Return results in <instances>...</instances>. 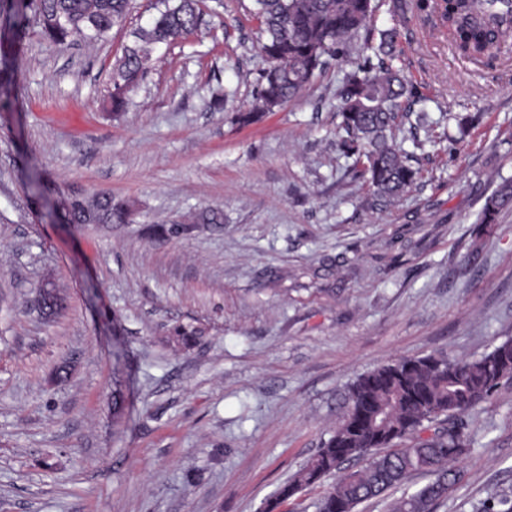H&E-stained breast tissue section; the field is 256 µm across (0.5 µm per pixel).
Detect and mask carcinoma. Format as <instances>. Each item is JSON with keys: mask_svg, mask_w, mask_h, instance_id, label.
<instances>
[{"mask_svg": "<svg viewBox=\"0 0 512 512\" xmlns=\"http://www.w3.org/2000/svg\"><path fill=\"white\" fill-rule=\"evenodd\" d=\"M512 0H444L453 46L461 56L493 60L512 44V24L486 21L499 4ZM131 0H0V15L19 25L34 13L53 44L92 43L124 24ZM149 22L132 32L133 40L112 66L107 105L124 111L130 93L145 80L153 56L184 39L201 20L198 0H161ZM375 0H254L253 15L264 40L267 63L255 105L239 113L242 125L273 112L301 93L331 61L361 42L362 60L347 72L339 88L338 150L352 159L356 179L367 186L374 204L387 206L422 177L404 150L405 120L418 102L412 86L392 64L399 30L373 24ZM512 205V181L487 198L477 232H488L498 214ZM54 210L66 224H124L130 206L109 195L79 197L61 191ZM223 213L205 208L194 224H221ZM512 383V337L475 359L426 355L383 363L356 377L347 387L343 416L330 437L291 481L266 501L274 512L305 485L315 484L351 460L373 456L367 466L341 476L318 504V512H357L360 504L401 486L413 474L429 481L390 504V512H432L458 481L452 463L466 456L474 440L455 420ZM476 512H512V491L492 486Z\"/></svg>", "mask_w": 512, "mask_h": 512, "instance_id": "obj_1", "label": "carcinoma"}]
</instances>
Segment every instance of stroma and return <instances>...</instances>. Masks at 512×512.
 Here are the masks:
<instances>
[{
	"label": "stroma",
	"instance_id": "35a3bbf8",
	"mask_svg": "<svg viewBox=\"0 0 512 512\" xmlns=\"http://www.w3.org/2000/svg\"><path fill=\"white\" fill-rule=\"evenodd\" d=\"M156 3L132 0L90 46L49 45L31 18L16 31L0 93V512H258L330 437L356 376L512 336V208L474 235L512 180V51L474 63L432 6L396 17L378 0L374 23L398 26L395 64L431 121L424 148L404 144L422 180L381 208L336 150L357 51L238 122L266 66L252 0H205L125 112L107 111L112 65ZM451 112L478 114L468 136ZM58 189L134 214L62 224ZM206 207L223 223L190 224ZM172 220L190 227L166 236ZM47 275L66 300L50 322L32 305ZM464 423L474 447L436 512L512 486V385ZM512 205V181H504L499 188L487 198L484 207L477 218V232H488L496 223L498 214Z\"/></svg>",
	"mask_w": 512,
	"mask_h": 512
}]
</instances>
